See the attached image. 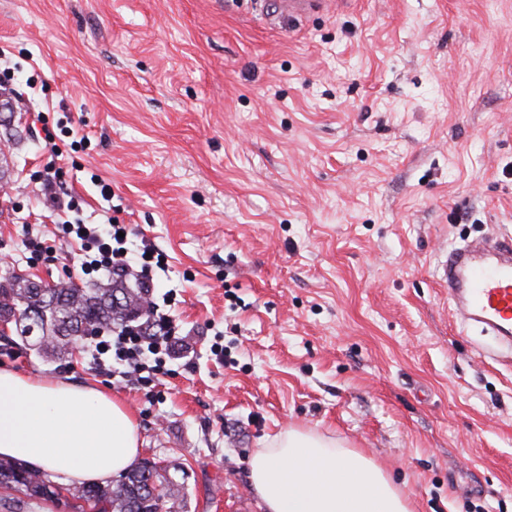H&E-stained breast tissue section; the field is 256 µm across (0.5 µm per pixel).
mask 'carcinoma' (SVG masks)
I'll return each instance as SVG.
<instances>
[{
    "label": "carcinoma",
    "mask_w": 512,
    "mask_h": 512,
    "mask_svg": "<svg viewBox=\"0 0 512 512\" xmlns=\"http://www.w3.org/2000/svg\"><path fill=\"white\" fill-rule=\"evenodd\" d=\"M149 314L147 289L112 278L92 288L72 284L43 287L23 276L0 283V319H14L20 336L38 334L39 347L58 357L73 353L76 340L86 332L144 322ZM0 486L21 488L28 498L53 500L60 488L45 474L12 459H0ZM182 486L142 461L128 469L116 483L81 487L73 498L78 512H173Z\"/></svg>",
    "instance_id": "obj_1"
}]
</instances>
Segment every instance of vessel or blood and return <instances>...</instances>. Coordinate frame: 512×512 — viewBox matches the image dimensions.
<instances>
[{"label":"vessel or blood","instance_id":"1","mask_svg":"<svg viewBox=\"0 0 512 512\" xmlns=\"http://www.w3.org/2000/svg\"><path fill=\"white\" fill-rule=\"evenodd\" d=\"M326 0H270L268 20L292 27ZM437 276L463 327H478L512 347V245L466 244L444 256Z\"/></svg>","mask_w":512,"mask_h":512}]
</instances>
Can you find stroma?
<instances>
[{
  "mask_svg": "<svg viewBox=\"0 0 512 512\" xmlns=\"http://www.w3.org/2000/svg\"><path fill=\"white\" fill-rule=\"evenodd\" d=\"M0 51L34 103L0 111V277L76 278V246L25 247L56 231L33 175L69 113L85 221L166 254L151 290L181 327L151 391L99 374L89 336L64 359L0 336V367L122 401L141 458L179 466L175 512H263L247 460L290 428L369 454L413 512H512V361L435 275L512 239V0H345L291 29L254 0H0Z\"/></svg>",
  "mask_w": 512,
  "mask_h": 512,
  "instance_id": "1",
  "label": "stroma"
}]
</instances>
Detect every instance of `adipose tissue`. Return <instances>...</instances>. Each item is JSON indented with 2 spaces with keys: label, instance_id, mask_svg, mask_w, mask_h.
I'll return each mask as SVG.
<instances>
[{
  "label": "adipose tissue",
  "instance_id": "adipose-tissue-1",
  "mask_svg": "<svg viewBox=\"0 0 512 512\" xmlns=\"http://www.w3.org/2000/svg\"><path fill=\"white\" fill-rule=\"evenodd\" d=\"M141 447L135 416L92 385L0 369V456L55 473L64 486L125 472ZM265 512H412L386 471L343 440L289 429L248 459Z\"/></svg>",
  "mask_w": 512,
  "mask_h": 512
}]
</instances>
